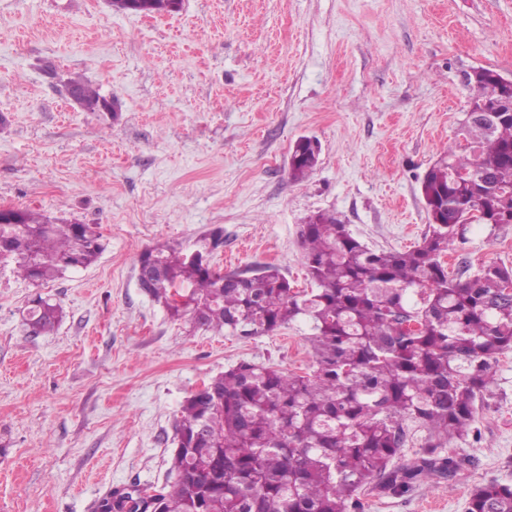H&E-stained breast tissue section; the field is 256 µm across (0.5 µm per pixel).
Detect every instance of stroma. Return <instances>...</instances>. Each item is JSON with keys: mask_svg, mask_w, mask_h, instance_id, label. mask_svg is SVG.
<instances>
[{"mask_svg": "<svg viewBox=\"0 0 512 512\" xmlns=\"http://www.w3.org/2000/svg\"><path fill=\"white\" fill-rule=\"evenodd\" d=\"M512 76V0H182L145 16L109 0H0V207L97 225L86 268L35 286L0 269V512H100L110 492L169 476L174 419L199 385L243 360L302 373L310 324L242 340L171 320L138 286L157 244L193 249L215 227L222 272L277 268L308 288L297 235L331 211L379 249L419 241L421 181L475 90ZM79 78L117 120L73 102ZM321 152L288 177L294 141ZM452 275L512 266V224L468 225ZM63 318L23 316L35 295ZM479 411L456 480L366 496L362 512H465L470 491L512 483V351ZM27 309V321L35 334L50 333L55 330L62 318V311L50 299L37 295Z\"/></svg>", "mask_w": 512, "mask_h": 512, "instance_id": "35a3bbf8", "label": "stroma"}]
</instances>
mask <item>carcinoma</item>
I'll use <instances>...</instances> for the list:
<instances>
[{
	"label": "carcinoma",
	"instance_id": "carcinoma-1",
	"mask_svg": "<svg viewBox=\"0 0 512 512\" xmlns=\"http://www.w3.org/2000/svg\"><path fill=\"white\" fill-rule=\"evenodd\" d=\"M117 12L162 14L174 0H111ZM466 145L446 148L421 184L429 224L405 249L377 250L333 213L298 230L306 275L297 290L266 267L242 279L189 261L178 245L141 252L143 291L173 319L245 339L299 318L311 323L303 374L243 361L204 382L175 422L174 479L116 490L102 512H358L361 497L450 480L467 465L449 453L491 396L497 356L512 350V267L482 266L465 280L443 257L466 225L512 224V112L470 114ZM319 142L298 138L291 181L314 169ZM224 244L216 227L201 248ZM93 224L16 209L0 215V264L39 285L94 263ZM182 289V300L171 297ZM36 334L55 330L60 307L40 295L27 309ZM467 512H512V483L490 481Z\"/></svg>",
	"mask_w": 512,
	"mask_h": 512
}]
</instances>
